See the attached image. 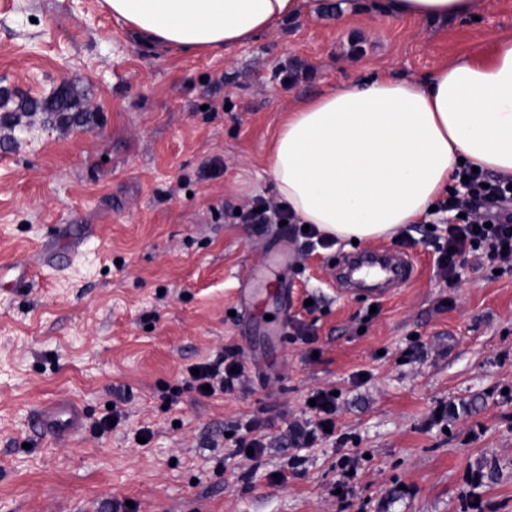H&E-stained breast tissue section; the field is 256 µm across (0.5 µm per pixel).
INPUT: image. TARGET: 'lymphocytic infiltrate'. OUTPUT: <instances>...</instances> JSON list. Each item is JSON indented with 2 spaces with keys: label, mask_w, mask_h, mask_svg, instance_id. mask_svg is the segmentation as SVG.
<instances>
[{
  "label": "lymphocytic infiltrate",
  "mask_w": 512,
  "mask_h": 512,
  "mask_svg": "<svg viewBox=\"0 0 512 512\" xmlns=\"http://www.w3.org/2000/svg\"><path fill=\"white\" fill-rule=\"evenodd\" d=\"M453 186L438 204L450 220L434 241L437 267L446 279H455L466 263L512 260V177L474 172L463 163L453 172ZM234 348L228 347L198 366L194 388L210 386L212 394L233 393L244 383Z\"/></svg>",
  "instance_id": "obj_1"
}]
</instances>
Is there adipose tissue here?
<instances>
[{
  "label": "adipose tissue",
  "mask_w": 512,
  "mask_h": 512,
  "mask_svg": "<svg viewBox=\"0 0 512 512\" xmlns=\"http://www.w3.org/2000/svg\"><path fill=\"white\" fill-rule=\"evenodd\" d=\"M143 44L229 50L301 0H105ZM482 0H391L414 20L468 19ZM512 176V35L442 65L428 79L386 72L293 107L269 154L279 196L301 223L368 242L416 223L447 194L460 162Z\"/></svg>",
  "instance_id": "ef3b65f1"
}]
</instances>
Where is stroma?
Masks as SVG:
<instances>
[{"label":"stroma","mask_w":512,"mask_h":512,"mask_svg":"<svg viewBox=\"0 0 512 512\" xmlns=\"http://www.w3.org/2000/svg\"><path fill=\"white\" fill-rule=\"evenodd\" d=\"M385 3L303 0L241 46L184 55L139 43L103 0H0V90L68 82L84 102L0 109V512H512V262L441 278L432 214L400 229L415 277L378 297L337 277L352 242L312 251L235 217L278 201L267 157L299 101L512 34V0L432 22ZM270 282L287 308L270 295L245 316V289ZM230 346L244 386L190 388L188 367ZM320 389L338 393L334 436L289 447L284 419L310 422ZM119 390L120 424L92 432ZM60 400L86 421L64 438L38 423ZM255 419L257 457L237 446Z\"/></svg>","instance_id":"1"}]
</instances>
